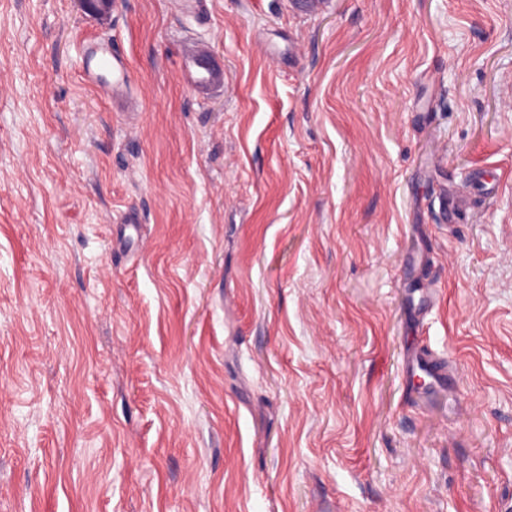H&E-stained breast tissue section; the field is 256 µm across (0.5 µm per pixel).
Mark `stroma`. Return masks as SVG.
Returning a JSON list of instances; mask_svg holds the SVG:
<instances>
[{"instance_id":"obj_1","label":"stroma","mask_w":512,"mask_h":512,"mask_svg":"<svg viewBox=\"0 0 512 512\" xmlns=\"http://www.w3.org/2000/svg\"><path fill=\"white\" fill-rule=\"evenodd\" d=\"M205 2L0 0V512H499L512 0ZM79 57L87 81L95 85L104 96L112 99V104L119 112H130V108L135 107L128 91L130 75L122 53L112 49L111 45L94 43L84 44ZM104 72H108L111 79L101 82ZM180 79L196 93L207 95L224 86V66L207 43H189L183 49ZM417 371H421L425 374H431L435 382H438V380L444 381L446 376L448 381L447 371L440 369L439 363L433 357L416 356L415 358H410L405 366L406 375L412 379H415L417 378Z\"/></svg>"}]
</instances>
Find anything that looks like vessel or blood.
<instances>
[{"label": "vessel or blood", "mask_w": 512, "mask_h": 512, "mask_svg": "<svg viewBox=\"0 0 512 512\" xmlns=\"http://www.w3.org/2000/svg\"><path fill=\"white\" fill-rule=\"evenodd\" d=\"M79 57L88 82L110 98L119 111H129L134 102L128 91L130 75L124 55L111 46L94 43L83 45ZM180 78L196 93L206 95L223 87L224 67L210 45L190 43L183 49ZM419 372L431 375L436 381L447 376L446 370L440 369L432 357L419 356L407 361L408 377H415Z\"/></svg>", "instance_id": "1"}]
</instances>
